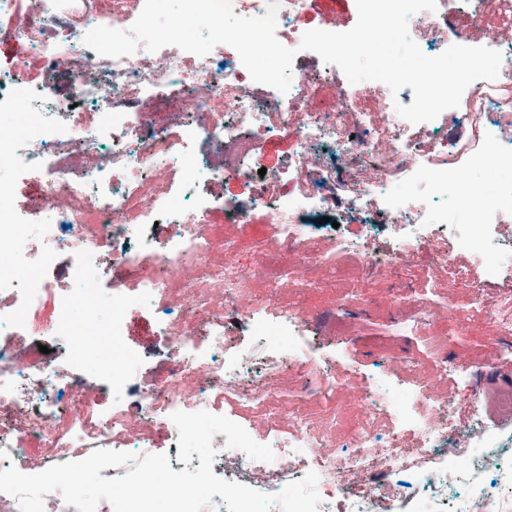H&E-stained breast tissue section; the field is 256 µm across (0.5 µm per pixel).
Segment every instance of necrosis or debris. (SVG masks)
<instances>
[{
	"mask_svg": "<svg viewBox=\"0 0 512 512\" xmlns=\"http://www.w3.org/2000/svg\"><path fill=\"white\" fill-rule=\"evenodd\" d=\"M145 0H0V41L22 54L0 70V112L22 114L23 127L0 126V174L36 170V203L15 206L0 186V470L34 473L30 442L51 449V464L98 449L131 454L102 470L121 477L167 441L179 461L174 412L223 414L233 396L241 413L267 420L250 429L272 448L264 462L212 439L213 472L275 494L308 473L318 476L316 512H448L449 495L468 488L461 512H507L512 465L495 466L497 436L482 409L459 429L452 402L387 381L379 363L351 404L312 340L317 315L283 302L326 278L350 276L337 252L363 256V278L385 286L399 335L409 336L450 312L447 294L420 299L414 273L471 289L496 327L512 336V185L474 181L473 161L512 166V0H437L409 18L424 54L471 45L459 22L485 31L502 55L499 75L467 87L458 107L413 124L396 111L411 88L350 83L335 65L300 48L308 0H280L276 36L296 56L287 93L254 82L239 56L216 45L206 56L166 46L112 58L83 42L98 26L129 30ZM63 78L65 92L52 88ZM334 84L336 109H313L318 86ZM170 104L167 125L146 109ZM295 132L298 149L262 181L261 140ZM253 181L248 203L226 207L230 222L264 210L272 237L258 240L250 262L237 240L211 232L212 203L197 185ZM446 195L450 208L419 201L420 189ZM358 217L365 235H338L321 213ZM393 230L388 248L374 244ZM334 237L336 251L312 249ZM475 258L480 280L454 266L451 249ZM223 250L224 262L211 261ZM295 254L288 266L279 253ZM151 312L166 341L163 357L144 365L124 339L129 308ZM294 371L298 393H317L324 420L274 392Z\"/></svg>",
	"mask_w": 512,
	"mask_h": 512,
	"instance_id": "1",
	"label": "necrosis or debris"
}]
</instances>
